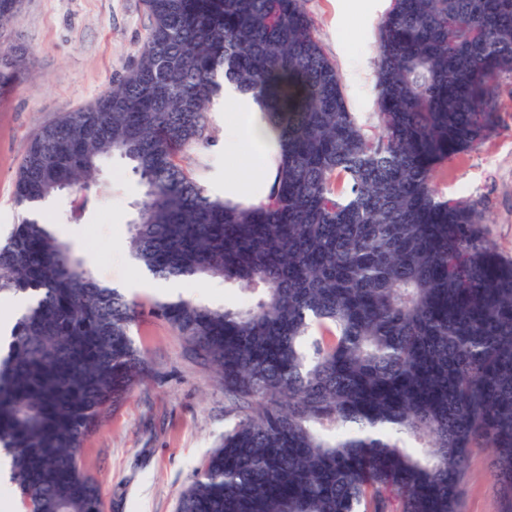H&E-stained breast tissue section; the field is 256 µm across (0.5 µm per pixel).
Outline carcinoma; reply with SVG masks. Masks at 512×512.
I'll list each match as a JSON object with an SVG mask.
<instances>
[{
    "label": "carcinoma",
    "instance_id": "1",
    "mask_svg": "<svg viewBox=\"0 0 512 512\" xmlns=\"http://www.w3.org/2000/svg\"><path fill=\"white\" fill-rule=\"evenodd\" d=\"M138 61L91 111L30 137L0 243V299L23 313L0 345V449L24 512H103L80 449L150 372L136 305L55 231L99 197L118 154L144 188L131 255L162 280L219 278L214 306L154 305L224 380V443L178 512H458L475 448L512 512V259L448 159L496 129L512 76V0H392L378 41V132L347 105L304 0H143ZM31 53L0 47V92ZM277 132L257 203L211 195L178 157L205 138L223 82ZM67 190L53 223L41 203Z\"/></svg>",
    "mask_w": 512,
    "mask_h": 512
}]
</instances>
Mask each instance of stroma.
I'll return each mask as SVG.
<instances>
[{
    "label": "stroma",
    "mask_w": 512,
    "mask_h": 512,
    "mask_svg": "<svg viewBox=\"0 0 512 512\" xmlns=\"http://www.w3.org/2000/svg\"><path fill=\"white\" fill-rule=\"evenodd\" d=\"M324 52L341 76L351 112L375 131L379 24L391 0H305ZM142 0H25L5 27V42L32 48L35 59L10 95L0 97V239L19 220L14 182L29 137L62 113L94 103L136 62L147 33ZM498 126L486 140L448 162L439 181L448 197L481 203L486 236L503 257L512 258V77L496 89ZM235 115L215 99L207 142L180 158L204 184L224 193V175L245 168V159L224 147V131ZM97 204L79 224L60 233L81 249L96 279L127 284L140 317L136 345L151 361L148 377L117 408L109 410L85 441L82 457L100 485L104 512H177L180 493L232 426L224 417V384L211 365L197 358L185 339L153 311L164 297L129 255L127 226L142 188L125 160L103 159L96 173ZM494 457L475 451L461 481L459 512H500Z\"/></svg>",
    "instance_id": "stroma-1"
}]
</instances>
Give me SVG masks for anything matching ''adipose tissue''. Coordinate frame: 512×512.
<instances>
[{
  "instance_id": "ef3b65f1",
  "label": "adipose tissue",
  "mask_w": 512,
  "mask_h": 512,
  "mask_svg": "<svg viewBox=\"0 0 512 512\" xmlns=\"http://www.w3.org/2000/svg\"><path fill=\"white\" fill-rule=\"evenodd\" d=\"M224 103L239 114L237 124L227 133V146L249 161L246 171L226 173V183L242 188L253 181L265 180L272 166L271 159L278 152L274 133L261 121L259 108L253 100L233 85L225 86Z\"/></svg>"
}]
</instances>
